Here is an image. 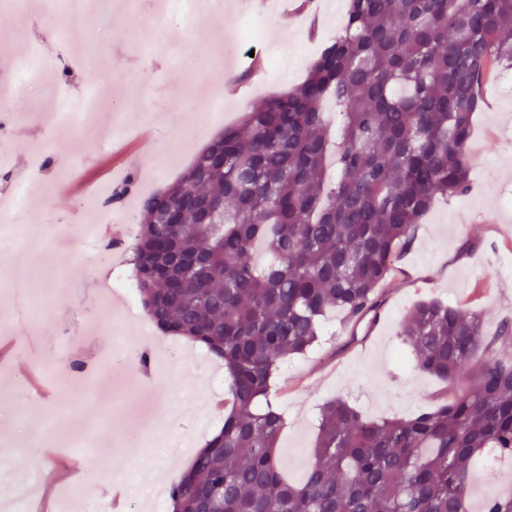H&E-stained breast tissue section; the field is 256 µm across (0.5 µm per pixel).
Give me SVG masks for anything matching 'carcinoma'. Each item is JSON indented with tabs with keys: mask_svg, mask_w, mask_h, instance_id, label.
I'll use <instances>...</instances> for the list:
<instances>
[{
	"mask_svg": "<svg viewBox=\"0 0 512 512\" xmlns=\"http://www.w3.org/2000/svg\"><path fill=\"white\" fill-rule=\"evenodd\" d=\"M512 69V0H347L300 86L245 110L169 186L177 223L143 202L133 274L156 324L224 360L220 430L169 492L172 512H469V475L512 460V357L481 318L416 303L398 336L448 399L409 418L323 406L306 476L277 455L269 400L284 358L330 310L378 315L399 247L438 197L469 188L487 72ZM274 261L256 270L252 250ZM484 512H512L487 495Z\"/></svg>",
	"mask_w": 512,
	"mask_h": 512,
	"instance_id": "obj_1",
	"label": "carcinoma"
}]
</instances>
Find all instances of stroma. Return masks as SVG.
I'll list each match as a JSON object with an SVG mask.
<instances>
[{"mask_svg": "<svg viewBox=\"0 0 512 512\" xmlns=\"http://www.w3.org/2000/svg\"><path fill=\"white\" fill-rule=\"evenodd\" d=\"M154 0H111L108 13L94 29L76 35L63 45L56 31L55 15H19L0 12V47L11 55L23 53L32 35L44 36L50 51L67 47L82 56L91 50L107 56L106 70L73 69V89L93 82L101 90L95 124H108L111 103L119 98L135 104L145 84L157 87V110L183 113L180 134L184 147L175 153L168 169L157 175L153 189L137 188L120 201L138 225L141 202L150 191H162L190 165L196 153L235 124L246 107L261 105L271 94L299 85L321 46L335 37L344 23L345 0H309L303 13H291L289 22L267 10L254 9L241 15L228 7L222 20L200 16L188 30H164L152 21ZM241 35L247 53L238 57L232 69L211 65V53L224 48V38ZM288 44V71L272 66L250 73L253 56H265L279 42ZM249 80L248 100L238 99L226 86L228 75ZM224 98V119L212 121L205 112L210 96ZM481 94L485 105L478 112L471 141L473 164L468 192L459 198L437 202L418 224L411 242L402 248L384 287V305L374 325L350 333L340 314H329L324 333L305 354L289 357L275 371L271 393L286 419L279 454L288 476L301 481L310 462L322 406L329 400H347L372 419L408 417L433 407L448 395L445 384L415 370L409 349L402 345L398 325L418 301L437 298L480 315L486 340L494 353L512 356V341H496L501 320L512 319V77L495 73L487 79ZM162 145L153 137L151 123H141L122 139L112 154L100 155L99 169L79 166L65 173L51 166L39 174L29 217L44 209L69 213L79 209L85 222L99 218L91 206L71 193L74 179L97 180L99 173H116L121 178L141 179ZM26 253L31 268L50 266L79 288H102L104 264L85 253L79 245H58L51 239L17 238L0 230V258L13 249ZM123 319L122 340L130 350L147 348L143 327L150 320L146 311L121 316L116 305L101 303L96 325L108 328ZM56 364L43 373L54 387L51 396L29 406L23 422L0 419V434L7 443L22 446L25 432L48 413L61 415L72 434L88 439L83 450L86 468L74 476L82 489L70 512H84V501L111 499L113 490H131V473L143 467L158 475L179 471L190 463L200 448L219 430L214 417L209 366L201 359L196 344L183 342L179 357L162 365L130 363L120 373H108L85 380L82 400L57 375ZM174 439L178 452L158 454L146 447L142 437ZM55 458H41L42 480L34 487L20 483L12 470L0 473V491L17 496V512H33L36 496L47 487L46 480ZM107 465V477H99L100 465Z\"/></svg>", "mask_w": 512, "mask_h": 512, "instance_id": "obj_1", "label": "stroma"}]
</instances>
